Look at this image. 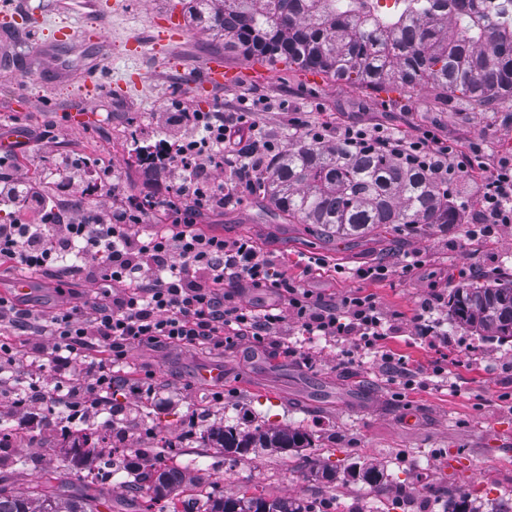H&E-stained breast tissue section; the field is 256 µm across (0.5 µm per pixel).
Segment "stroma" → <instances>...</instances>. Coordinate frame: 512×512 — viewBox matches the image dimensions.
I'll return each instance as SVG.
<instances>
[{
    "label": "stroma",
    "instance_id": "1",
    "mask_svg": "<svg viewBox=\"0 0 512 512\" xmlns=\"http://www.w3.org/2000/svg\"><path fill=\"white\" fill-rule=\"evenodd\" d=\"M11 23L23 13L40 14L41 24L9 34L0 29V136L14 144V160L25 168L48 169L59 158L111 159L124 194L169 195L166 172L155 180L132 175L130 150H116L117 137L137 131L140 141L160 139L150 115L183 104L188 110L224 113L256 109L255 119L269 138L287 143L294 137L292 119L323 128L325 144H336V131L348 124L379 126L409 139L430 131L443 143L482 148L492 164L512 154V101L485 111L435 110L426 90L385 85L372 90L356 82L278 63L255 71L243 58L226 54L223 39L192 25L184 0H11ZM175 16L183 40L168 47L154 43L157 27ZM94 21L97 43L58 48L44 56L43 47L59 26L81 27ZM223 58L233 76L224 85L199 91L190 84L211 58ZM96 65L103 90L85 100L79 81L87 65ZM139 73L137 88L116 93V84ZM455 191L462 196L460 221L448 226H400L357 241H327L306 225L287 224L250 190L238 193L223 212H202L193 229L202 235L247 238L257 248L288 258V274L304 276L314 296L333 299L364 288L374 294L396 328L386 348L414 374L413 389L402 375L390 374L380 359L347 358L349 342L314 349L311 357L289 356L288 338L255 343L243 337L232 350L210 344L172 351L152 345L131 347L115 374L116 389L107 405L118 419L102 414L127 445L153 448L173 444L185 485L202 476L216 479V491L243 490L272 496H304L329 503L331 512H380L383 503L362 480L349 477L350 467L383 469L389 498L403 502V512H444L449 495L466 490L489 512L493 502L512 497V338L497 339L452 324L447 304L433 313L447 327L439 348L421 344L412 321L434 282L442 295L479 277L512 279V226L483 245L471 244V218L479 197L468 181ZM419 251L425 261L408 276L359 283L350 273L359 268L394 265L403 253ZM26 276L28 309L36 315L94 301L101 288L70 277L20 271L0 263V288ZM65 282V294L54 286ZM444 372L434 376L435 363ZM224 367V382L201 385L197 370ZM0 422L31 429L38 437L22 448L0 450L6 484L27 491L41 475L67 471L72 491L85 484L86 464L73 461L61 435L43 421L30 420L0 398ZM222 423L241 431L258 426L298 428L312 439L308 453L335 471L336 481L314 480L298 466L296 451L256 448L249 461L236 462L201 443L206 431ZM456 466H449V459Z\"/></svg>",
    "mask_w": 512,
    "mask_h": 512
}]
</instances>
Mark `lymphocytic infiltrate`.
I'll use <instances>...</instances> for the list:
<instances>
[{
    "label": "lymphocytic infiltrate",
    "mask_w": 512,
    "mask_h": 512,
    "mask_svg": "<svg viewBox=\"0 0 512 512\" xmlns=\"http://www.w3.org/2000/svg\"><path fill=\"white\" fill-rule=\"evenodd\" d=\"M153 122L166 129L172 153L167 164L174 196L132 200L123 207L117 181L102 185V199L88 189L90 173L78 162L56 173L69 191L60 205L41 179L0 156V258L24 269L52 271L67 266L71 276L103 285L101 299L73 305L49 317L51 346L46 369L65 373L76 361L87 363L80 384L85 405L76 416L91 421L96 401L114 387V369L135 344L169 346L213 343L235 347L237 339L256 341L294 325L296 349L323 341L352 340L357 352L396 359L385 350L391 323L374 294L354 290L322 302L301 281L288 278V260L261 254L247 239L225 240L193 230L200 211L219 210L235 195L214 170L231 166L245 185L261 171L258 157L278 152L262 140L250 113L225 119L220 112H157ZM337 140L354 149L380 148L407 164L430 170L437 181L477 184L480 210L474 235L491 240L512 224V157L487 167L479 148L462 151L442 144L431 132L413 140L348 126ZM163 211L174 231L168 236L132 235L133 226ZM269 288L286 297L287 309L255 310L240 304L241 285Z\"/></svg>",
    "instance_id": "f902f5d3"
}]
</instances>
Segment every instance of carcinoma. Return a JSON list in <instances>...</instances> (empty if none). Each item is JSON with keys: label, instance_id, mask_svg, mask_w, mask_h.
<instances>
[{"label": "carcinoma", "instance_id": "cac0c4a2", "mask_svg": "<svg viewBox=\"0 0 512 512\" xmlns=\"http://www.w3.org/2000/svg\"><path fill=\"white\" fill-rule=\"evenodd\" d=\"M191 20L224 38V52L270 64L286 61L366 87L429 88L442 108L464 94L485 110L512 100V0H397L396 8L359 10L355 0H187ZM253 192L287 224H308L327 239L364 238L389 224H457L454 190L382 150L326 149L297 139L264 163ZM451 320L476 332L512 338V280L472 281L450 294ZM109 439L105 429L73 438L71 449ZM205 442L240 460L250 449L308 448L300 429L213 426ZM182 482L175 467L138 474L141 512H170ZM471 493L448 498L446 512H477ZM112 509L102 488L68 493L62 477L16 493L0 476V512H100ZM318 512L300 497L242 491L213 496L204 512Z\"/></svg>", "mask_w": 512, "mask_h": 512}]
</instances>
